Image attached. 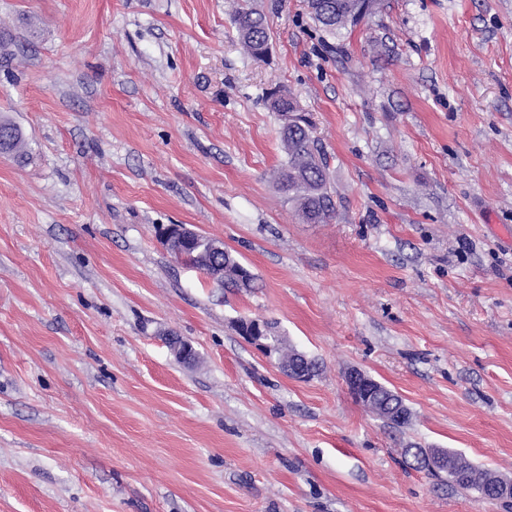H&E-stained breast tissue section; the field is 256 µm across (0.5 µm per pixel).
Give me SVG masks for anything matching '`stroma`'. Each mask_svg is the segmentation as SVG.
Returning <instances> with one entry per match:
<instances>
[{
	"label": "stroma",
	"instance_id": "1",
	"mask_svg": "<svg viewBox=\"0 0 512 512\" xmlns=\"http://www.w3.org/2000/svg\"><path fill=\"white\" fill-rule=\"evenodd\" d=\"M378 3L332 35L307 0H0L28 151L0 155V512H508L404 451L512 480V0ZM276 86L314 123L329 223L277 186ZM159 224L223 241L253 288L181 265ZM234 23L244 53L253 60H262L270 37L266 18L260 13L241 9L236 12ZM239 334L251 345L267 356H274L277 332L269 320L263 318L243 317L237 323ZM346 383L356 399L368 409H374L379 404L391 416L405 415V407L398 400V395L363 371H349ZM412 449H415L412 451ZM406 454L410 453L416 463V467L425 468L428 465L436 463L444 471L451 472L454 476L460 479H465L468 474L467 468L464 466V456L455 454L453 457L448 455V450L441 448H408L405 449Z\"/></svg>",
	"mask_w": 512,
	"mask_h": 512
}]
</instances>
